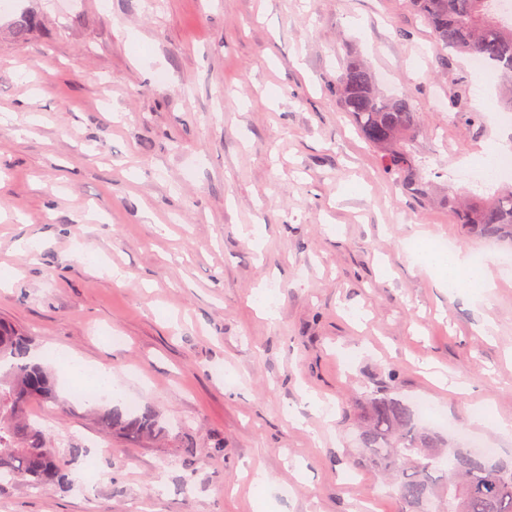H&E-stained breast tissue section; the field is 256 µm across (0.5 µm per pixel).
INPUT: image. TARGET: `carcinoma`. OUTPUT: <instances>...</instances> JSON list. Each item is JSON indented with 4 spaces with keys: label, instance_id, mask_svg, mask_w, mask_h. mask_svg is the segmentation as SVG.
<instances>
[{
    "label": "carcinoma",
    "instance_id": "obj_1",
    "mask_svg": "<svg viewBox=\"0 0 512 512\" xmlns=\"http://www.w3.org/2000/svg\"><path fill=\"white\" fill-rule=\"evenodd\" d=\"M413 11L431 28L442 49L479 57L512 92V23L501 22L489 0H409ZM36 25V15L21 11L11 22L15 38L23 40ZM336 98L361 139L376 152L384 174L402 183L421 203L448 209L457 223L476 237L512 245V186L484 200L448 184L439 190L420 173L421 164L408 142L419 133L421 111L404 90L386 96L370 67L349 57L334 83ZM455 118L477 121L460 90L454 101ZM33 337L0 323V489L22 484L39 489L51 483L72 486L74 461L84 453L75 445L69 456L52 448L29 406L51 411L59 400L47 366L32 358ZM363 465L387 474L402 512H512V465L495 461L472 448H444L448 440L420 425L414 409L380 388L362 409ZM99 422L108 431L132 439L162 432L150 412L131 414L118 407L102 411Z\"/></svg>",
    "mask_w": 512,
    "mask_h": 512
}]
</instances>
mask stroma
<instances>
[{"instance_id": "obj_1", "label": "stroma", "mask_w": 512, "mask_h": 512, "mask_svg": "<svg viewBox=\"0 0 512 512\" xmlns=\"http://www.w3.org/2000/svg\"><path fill=\"white\" fill-rule=\"evenodd\" d=\"M22 4L36 31L0 28V320L71 402L49 444L81 443L106 478L83 487L78 462L73 487L1 489L0 512H401L358 463L354 415L379 385L512 463L495 431L512 418V246L388 180L331 87L356 53L385 94L412 89L415 156L452 174L490 142L512 153L497 80L440 51L408 0ZM462 87L472 127L450 115ZM420 239L486 265L487 299L418 265ZM57 352L111 368L116 406L167 434L100 430L102 401L72 399Z\"/></svg>"}]
</instances>
